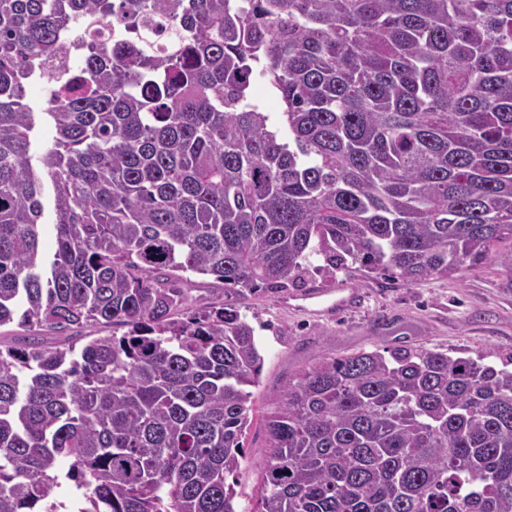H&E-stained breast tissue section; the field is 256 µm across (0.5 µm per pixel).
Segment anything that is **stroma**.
Listing matches in <instances>:
<instances>
[{
    "instance_id": "stroma-1",
    "label": "stroma",
    "mask_w": 512,
    "mask_h": 512,
    "mask_svg": "<svg viewBox=\"0 0 512 512\" xmlns=\"http://www.w3.org/2000/svg\"><path fill=\"white\" fill-rule=\"evenodd\" d=\"M304 279L277 292L258 290L235 298L256 328L264 358L251 388L253 423L244 438L236 475V505L251 512L266 458L262 419L279 402L297 373L333 356L359 350L428 348L453 357L483 358L497 364L512 356V268L486 260L452 277L403 283L348 266L335 276L320 273L323 258ZM178 287L189 297V312L224 302V285L213 277L181 273ZM347 286L360 295L357 308L329 318L295 309L296 297Z\"/></svg>"
}]
</instances>
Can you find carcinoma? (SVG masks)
Here are the masks:
<instances>
[{
    "label": "carcinoma",
    "instance_id": "cac0c4a2",
    "mask_svg": "<svg viewBox=\"0 0 512 512\" xmlns=\"http://www.w3.org/2000/svg\"><path fill=\"white\" fill-rule=\"evenodd\" d=\"M78 19L115 38L36 112ZM509 239L512 0H0V326L126 328L0 348V512H61L63 477L78 512H239L255 329L184 315L169 271L241 296L322 255L415 283ZM264 423L255 512H512L507 362L328 357ZM45 211L43 217V230L40 238V249L46 255H52L54 253L56 243H55V232L53 230V226L51 225L54 219V215L52 212V206L50 204L49 196H47L44 200ZM125 330V328L120 327L112 329V325L105 326L102 324L74 325L64 332H47L40 337V341L43 347L48 349L62 348L71 345L79 347L93 337L109 336L112 334V331L115 335L120 336Z\"/></svg>",
    "mask_w": 512,
    "mask_h": 512
}]
</instances>
